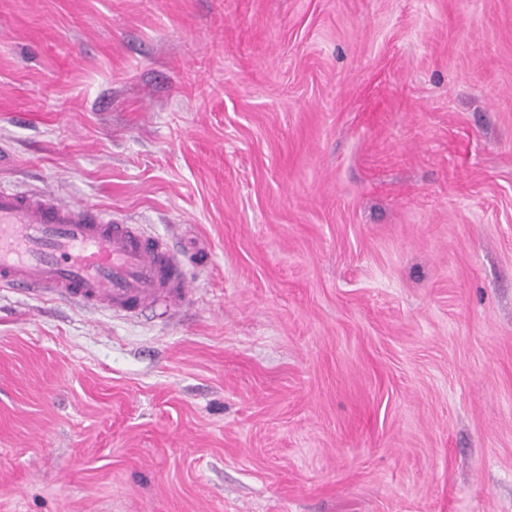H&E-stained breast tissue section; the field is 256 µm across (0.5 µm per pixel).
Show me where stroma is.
Wrapping results in <instances>:
<instances>
[{"mask_svg": "<svg viewBox=\"0 0 512 512\" xmlns=\"http://www.w3.org/2000/svg\"><path fill=\"white\" fill-rule=\"evenodd\" d=\"M185 252L0 288V512H512V0H0V188Z\"/></svg>", "mask_w": 512, "mask_h": 512, "instance_id": "stroma-1", "label": "stroma"}]
</instances>
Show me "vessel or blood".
Instances as JSON below:
<instances>
[{
  "instance_id": "b4317fda",
  "label": "vessel or blood",
  "mask_w": 512,
  "mask_h": 512,
  "mask_svg": "<svg viewBox=\"0 0 512 512\" xmlns=\"http://www.w3.org/2000/svg\"><path fill=\"white\" fill-rule=\"evenodd\" d=\"M183 266L164 238L96 205L0 188V288L136 313L187 303Z\"/></svg>"
}]
</instances>
